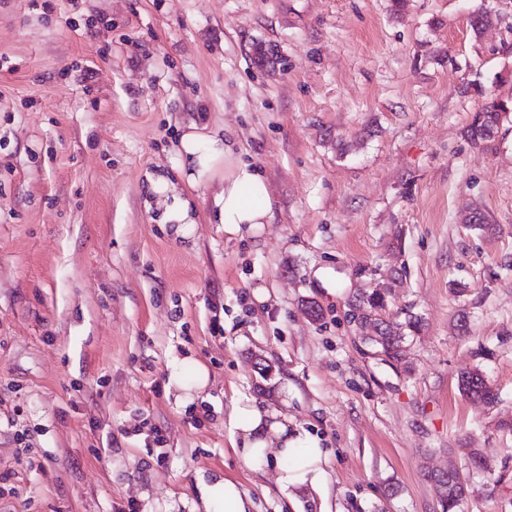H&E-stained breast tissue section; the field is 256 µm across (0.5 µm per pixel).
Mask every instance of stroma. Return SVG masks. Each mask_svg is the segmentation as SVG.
Here are the masks:
<instances>
[{
  "instance_id": "stroma-1",
  "label": "stroma",
  "mask_w": 512,
  "mask_h": 512,
  "mask_svg": "<svg viewBox=\"0 0 512 512\" xmlns=\"http://www.w3.org/2000/svg\"><path fill=\"white\" fill-rule=\"evenodd\" d=\"M490 98H512L506 0H0V512H168L216 474L254 512H441L424 473L450 466L460 512H512V112L466 135ZM213 134L270 185L244 236L215 221L223 161L187 179L183 137ZM411 314L385 363L364 336ZM185 357L210 382L183 407ZM244 398L321 440L325 486L244 465ZM191 368L192 384L186 386L183 382V371ZM173 383L183 394L177 395L176 401L187 405L191 401V390L203 391L209 383V375L206 368L194 359L186 358L177 361L171 373ZM458 382L459 388L465 396L483 401L486 404L495 402L496 394L480 371L464 372L460 375Z\"/></svg>"
}]
</instances>
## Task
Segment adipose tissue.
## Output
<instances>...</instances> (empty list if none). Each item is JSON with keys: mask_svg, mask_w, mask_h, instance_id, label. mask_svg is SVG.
Returning a JSON list of instances; mask_svg holds the SVG:
<instances>
[{"mask_svg": "<svg viewBox=\"0 0 512 512\" xmlns=\"http://www.w3.org/2000/svg\"><path fill=\"white\" fill-rule=\"evenodd\" d=\"M211 159L224 161V187L215 198L216 219L230 234L244 228L270 223L274 202L266 177L252 162L244 159L231 140H209ZM234 427L242 439L237 453L252 471L275 468L281 490L300 485H324L326 450L309 433L288 428L282 410L260 409L250 402L237 403L233 410ZM190 512H250L252 502L241 485L220 477L200 486L197 500L188 504Z\"/></svg>", "mask_w": 512, "mask_h": 512, "instance_id": "obj_1", "label": "adipose tissue"}]
</instances>
